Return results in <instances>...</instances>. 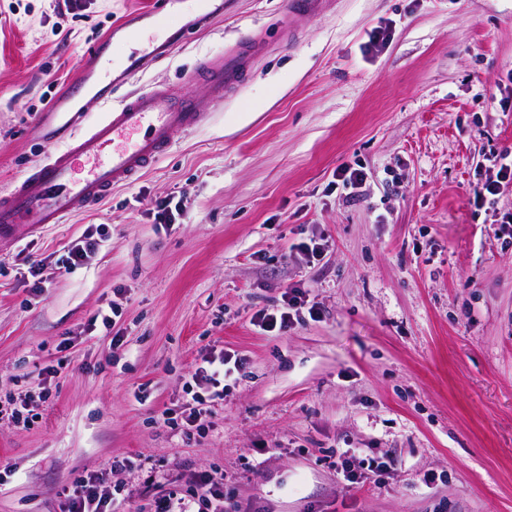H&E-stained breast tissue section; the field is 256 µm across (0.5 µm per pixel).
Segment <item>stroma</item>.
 <instances>
[{"instance_id":"stroma-1","label":"stroma","mask_w":512,"mask_h":512,"mask_svg":"<svg viewBox=\"0 0 512 512\" xmlns=\"http://www.w3.org/2000/svg\"><path fill=\"white\" fill-rule=\"evenodd\" d=\"M151 2L83 0L76 19L64 0H0V191L42 158L61 119L39 117L89 42ZM253 31L248 84L203 127L0 254V398L49 395L30 428L0 425V512H61L116 456L142 461L112 476L116 512L217 467L251 512H512V238L468 202L512 151V0H328L295 21L287 0H224L122 92L205 97L183 72ZM345 165L366 175L357 196L334 185ZM179 195L187 212L156 223ZM99 224L110 240L36 294L31 267ZM313 236L315 264L293 248ZM290 286L321 318L258 333L253 306ZM223 349L246 364L201 431L164 424ZM345 453L388 467L354 488Z\"/></svg>"}]
</instances>
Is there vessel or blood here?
Returning <instances> with one entry per match:
<instances>
[{"instance_id": "obj_1", "label": "vessel or blood", "mask_w": 512, "mask_h": 512, "mask_svg": "<svg viewBox=\"0 0 512 512\" xmlns=\"http://www.w3.org/2000/svg\"><path fill=\"white\" fill-rule=\"evenodd\" d=\"M172 0H157L144 22L123 20L87 51L88 71L72 81L63 97L49 111L64 114L62 148L47 152L25 177L0 193V240L14 237L20 226L43 228L63 223L67 216L90 210L111 196L114 187L130 185L142 177L170 149L176 133L192 132L207 119L196 97L165 90H143L113 101V94L132 75L165 58L195 32L205 29L224 12L215 0H193L192 21L153 43L148 50L121 59L111 81L92 79L104 59L114 53L118 41H129L143 24H155ZM264 47L261 37L248 35L227 49L223 56L206 59L185 73L188 82L203 85L213 105L224 102L247 79L251 61ZM104 110L102 118L87 122L88 104ZM88 162L85 176H77L79 162Z\"/></svg>"}]
</instances>
